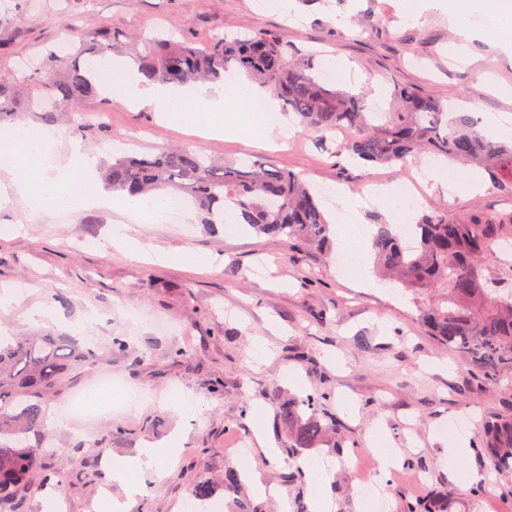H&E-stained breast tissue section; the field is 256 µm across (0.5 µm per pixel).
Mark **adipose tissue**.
<instances>
[{
    "instance_id": "ef3b65f1",
    "label": "adipose tissue",
    "mask_w": 512,
    "mask_h": 512,
    "mask_svg": "<svg viewBox=\"0 0 512 512\" xmlns=\"http://www.w3.org/2000/svg\"><path fill=\"white\" fill-rule=\"evenodd\" d=\"M90 77L102 96L128 106L154 107L164 119L196 127L209 137L221 136L230 129L260 144L285 136L288 131L277 101L270 97L264 98L266 117L259 131L246 128L250 104L262 96L258 88L236 74L225 77L220 89L201 83H150L134 64L116 58L108 67L93 69ZM228 102L240 109L229 123L222 113ZM63 139V131L56 128L33 130L22 126L13 139L0 143V171L8 179L0 187V209L16 196L25 199L37 213L63 207L79 210L109 206L110 198L97 182V160L83 150L80 142L70 144V163H51V153Z\"/></svg>"
}]
</instances>
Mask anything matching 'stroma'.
Returning <instances> with one entry per match:
<instances>
[{
	"label": "stroma",
	"mask_w": 512,
	"mask_h": 512,
	"mask_svg": "<svg viewBox=\"0 0 512 512\" xmlns=\"http://www.w3.org/2000/svg\"><path fill=\"white\" fill-rule=\"evenodd\" d=\"M404 0H295L294 26L278 9L259 0H13L0 10V70L39 54L93 23L106 25L117 44L132 32L151 37L158 26L176 23L202 42L228 26L251 32L285 31L288 54L314 53L317 67L340 66L339 89L364 95L377 111L397 105L394 91L410 86L449 107L476 116L512 119V100L495 87L512 86V38L482 23L512 16V0H445L420 6L417 20H405ZM472 38L465 55L451 44L456 26ZM105 130L82 139L99 162L110 161L103 146L112 136L130 139L133 153L188 143L191 129L166 121L153 108L118 103L105 106ZM295 126L285 144L257 146L235 134L206 139L205 153L225 162L251 159L301 174L319 188L344 185L357 210L344 211L327 196L329 214L350 224L393 221V213L368 201L374 177L400 179L427 167V156L405 165L367 168L336 157V136ZM454 182L431 175L426 196L407 222L422 213L456 219L481 211L499 221L512 215V196L494 186L470 195L463 188L469 169L456 164ZM130 225L143 245L173 253V261L152 263L104 247L108 229ZM0 289L20 287L17 302L0 309V331L67 334L97 350L95 362L74 368L48 401L44 463L59 473L56 491L67 512H89L102 489L120 499L112 463L152 446L173 448L159 472L142 476L143 493L129 512H186L200 478L216 489L208 512H310L315 498L331 512H362L357 478L361 464L336 453L335 442L372 451L377 441L395 448L396 472L389 479L388 512H404L406 501L435 499L443 512H512V471L468 451L448 456V420H464L463 438L480 439L486 420L512 411V382L488 383L473 365L430 336L419 319L420 302L396 294L387 283L362 287L343 276L336 256L323 250L282 245L249 229L228 232L201 222L194 208L168 223L113 208L33 212L17 199L0 210ZM215 264H207V257ZM38 321H30L33 312ZM99 321L88 324L90 313ZM124 339L125 349L112 345ZM271 352L260 368L247 364L260 348ZM327 390L338 427L311 448L288 445L285 401ZM192 403L189 413L176 407ZM263 425L270 448L253 444L251 478L224 483L230 448ZM331 459L328 483L314 468ZM303 481H293L295 470ZM484 484L476 495L461 474Z\"/></svg>",
	"instance_id": "35a3bbf8"
}]
</instances>
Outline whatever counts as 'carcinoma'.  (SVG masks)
<instances>
[{
    "label": "carcinoma",
    "instance_id": "1",
    "mask_svg": "<svg viewBox=\"0 0 512 512\" xmlns=\"http://www.w3.org/2000/svg\"><path fill=\"white\" fill-rule=\"evenodd\" d=\"M84 61L64 64L58 46L42 52L38 66L0 72V126L8 129L22 112L43 125L70 114L77 132L94 125L78 120L84 103L98 97L89 76L94 62L118 50L110 31L83 27L71 36ZM140 73L150 82L184 85L218 82L242 71L269 86L300 124L317 133L346 129L351 136L336 156H357L381 165H402L425 153L438 160L473 163L494 185L512 194V143L497 142L476 129L468 112H450L440 101L404 87L395 90L398 109L373 123L363 97L336 88L303 59L288 58V41L258 30L219 32L199 44L173 29L163 30L135 52ZM103 178L114 192L164 193L192 200L204 224L224 223L232 208L236 222L274 242L329 245L330 227L321 191L300 175L256 161L226 164L191 145L150 155H120ZM417 247L402 246L397 225H375L371 250L385 280L406 292H429L434 299L420 310L431 335L475 365L494 383L512 380V262L495 260L498 242L512 239V219L495 222L475 214L455 220L432 213L415 224ZM94 351H76L66 336L0 337V512H20L22 495L43 490L47 449L30 441L44 428L43 407L75 365L93 361ZM321 411L307 420L301 410ZM289 447L309 448L336 417L327 394L308 395L282 407ZM478 448L499 470L512 469V415L486 423Z\"/></svg>",
    "mask_w": 512,
    "mask_h": 512
}]
</instances>
